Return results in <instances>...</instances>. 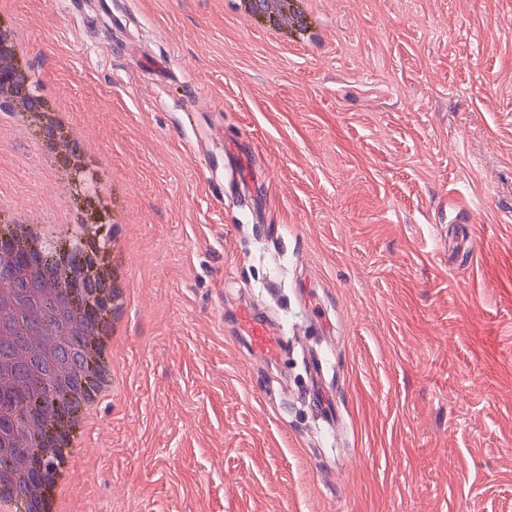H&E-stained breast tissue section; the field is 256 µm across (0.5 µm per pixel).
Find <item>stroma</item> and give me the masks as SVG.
<instances>
[{"label": "stroma", "instance_id": "obj_1", "mask_svg": "<svg viewBox=\"0 0 512 512\" xmlns=\"http://www.w3.org/2000/svg\"><path fill=\"white\" fill-rule=\"evenodd\" d=\"M238 2L7 5L130 223L73 512H512V0H315L293 48ZM80 181L0 112V204L50 223ZM243 301L278 365L219 324Z\"/></svg>", "mask_w": 512, "mask_h": 512}]
</instances>
